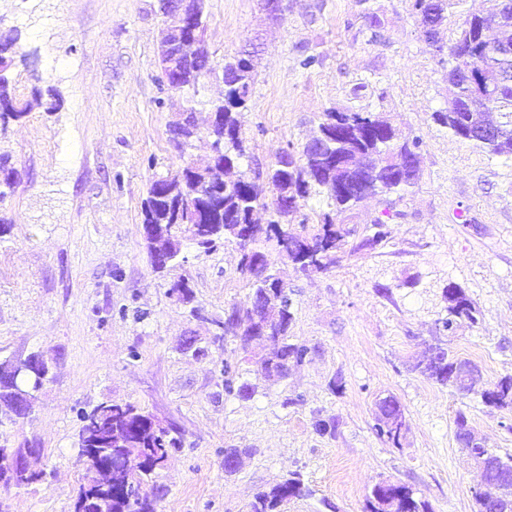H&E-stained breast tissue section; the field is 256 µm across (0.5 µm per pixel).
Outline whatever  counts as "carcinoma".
<instances>
[{
    "label": "carcinoma",
    "instance_id": "carcinoma-1",
    "mask_svg": "<svg viewBox=\"0 0 512 512\" xmlns=\"http://www.w3.org/2000/svg\"><path fill=\"white\" fill-rule=\"evenodd\" d=\"M484 12L498 18L496 37L480 43L479 21L476 14L457 12L461 0H438L434 8L433 44L447 41L449 53L466 50L478 43L479 52L470 64L502 75L504 85L493 95L474 99L472 88L448 70V83L455 89L454 111L433 115L439 125L461 141L496 156H512V0H487ZM459 13L456 27H447L448 15ZM18 30L0 25V132L12 121L27 114L14 92V85L5 75L15 63ZM176 27L169 28L161 39L159 58L164 81L177 91L198 90L203 79L213 73L208 49L188 60L171 48L176 43ZM256 76V61L235 54L224 61L222 80L224 97L211 102L209 112L215 119L201 127L197 122L178 121L169 126L170 137L181 153L192 142L207 138L221 154L203 158L191 155L173 173L152 181L142 206V223L153 225V234L145 238L151 264L156 266L158 250L168 252L166 269L179 264L181 246L188 240L208 252L217 242L236 243L243 250L241 274L251 289L246 307H232L224 321L216 322L223 334H237L243 343L267 336L273 341V351L260 361L261 373L271 376V368L281 377L288 375L292 365L302 363L308 348L290 342L293 321L292 300L288 289L269 288L274 275L276 254L290 262L303 276L328 271L346 251L353 253L372 250L387 238L385 223L374 220L371 233L358 241L349 242L356 230L347 227L344 219L368 198L400 194L414 186L419 170L414 158L420 142L399 141L392 124L374 112L329 111L323 113L319 133L313 141H324L323 150H303L295 155L285 150L275 155L268 171V183L273 197L244 172L240 171L245 157V137L238 115L246 108ZM18 178L10 165L9 156L0 154V200L13 192ZM324 194L328 210L315 215L312 229L298 234L288 229V218L299 213L312 195ZM263 209L270 213V223H250L251 216ZM273 246L268 253L263 245ZM170 293L188 303L192 297L189 279L181 276L171 283ZM448 318L444 327L450 331L458 320L477 322L475 309L460 291L448 289ZM469 364L466 359L443 356L437 364L423 366L422 372L433 381L449 386L458 393L466 389L458 369ZM235 366L224 362V390L247 395L252 386L236 384ZM36 392L35 379L21 374L12 379H0V401L8 402L15 393ZM487 406L512 407V377L486 384L476 392ZM377 434L394 445L401 434L393 431L390 419L405 426L399 401L389 397L378 402ZM78 434L80 456L85 474L73 501V512H99L96 502L110 500L107 512H157L158 494L145 490L154 482L158 471L169 456L182 448L180 438L156 423L153 416L133 404H115L105 399L90 410L80 412ZM475 431L465 415L456 418V438L470 455L481 451ZM12 450L0 448V483L5 486H26L42 480V471L28 472L10 462ZM305 495V487L295 476L276 484L262 493L250 505V512H283L293 499ZM424 512V505L414 498L413 490L390 481L376 483L367 496L368 512Z\"/></svg>",
    "mask_w": 512,
    "mask_h": 512
}]
</instances>
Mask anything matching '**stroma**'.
<instances>
[{"label": "stroma", "mask_w": 512, "mask_h": 512, "mask_svg": "<svg viewBox=\"0 0 512 512\" xmlns=\"http://www.w3.org/2000/svg\"><path fill=\"white\" fill-rule=\"evenodd\" d=\"M205 39L215 69L197 92L162 84L160 0H0L24 55L12 80L28 115L0 135L17 184L0 202V361L38 353L50 380L19 419L0 405V445L40 449L43 481L0 485V512H69L84 466L78 412L109 399L133 403L182 440L156 483L158 512H249L255 497L291 474L308 488L284 512H365L382 480L409 486L427 512H477L480 476L456 439L465 414L484 447L512 454V409L484 405L415 370L441 342L477 365L484 382L512 376V157L474 148L434 122L445 109L455 61L421 38L411 0H372L379 31L358 0H288L278 22L260 0H205ZM259 46L240 120L241 169L258 183L281 150H301L322 113L388 116L421 141L420 178L404 196L367 200L352 222L368 234L384 217L376 249L305 277L288 261L274 270L292 289V342L310 355L287 377L265 379L268 348L218 335L215 323L249 302L237 245L211 251L184 242L179 275L192 300L169 295L152 269L141 210L151 182L181 165L170 139L176 112L206 118L221 96L225 58ZM312 67H303L306 57ZM52 88L54 112L34 99ZM458 288L477 323L444 331L445 291ZM196 337L208 353L179 351ZM233 364L246 396L224 391ZM395 396L407 428L380 438L377 404ZM336 430L319 434L317 419ZM244 448L239 469L224 451Z\"/></svg>", "instance_id": "1"}]
</instances>
